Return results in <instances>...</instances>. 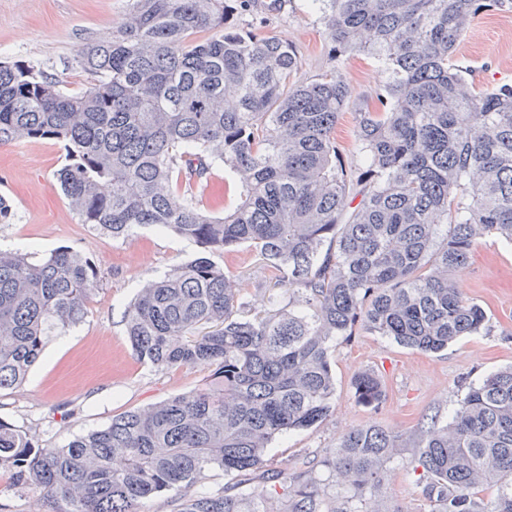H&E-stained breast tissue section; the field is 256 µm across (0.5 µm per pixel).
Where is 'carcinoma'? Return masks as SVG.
<instances>
[{"label": "carcinoma", "instance_id": "cac0c4a2", "mask_svg": "<svg viewBox=\"0 0 512 512\" xmlns=\"http://www.w3.org/2000/svg\"><path fill=\"white\" fill-rule=\"evenodd\" d=\"M106 40L73 61L90 80L63 81L0 61V145L63 143V195L81 223L114 239L154 227L203 255L151 281L124 310L139 360L214 367L202 387L112 417L62 448L0 418V468L54 494L55 512H400L370 508L400 448L381 426L355 427L313 471L268 467L273 441L331 412V350L355 327L438 353L481 333L485 311L456 276L486 237L512 244V85L477 90L453 63L482 0H315L331 56L357 52L390 73L357 109L361 167H345L336 123L353 105L331 67L300 80L293 46L229 23L247 0H127ZM221 164L238 185L224 214L194 191ZM253 248L283 288L252 318L238 281L210 255ZM100 285L88 257L67 248L39 259L0 251V391L22 385L48 336L78 324ZM379 404L384 383L355 377ZM433 512H512V367L469 387L449 421L420 439ZM217 467L233 482L197 488ZM274 481L284 507L247 492ZM479 486L496 489L487 504Z\"/></svg>", "mask_w": 512, "mask_h": 512}]
</instances>
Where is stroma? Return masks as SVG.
<instances>
[{"instance_id":"obj_1","label":"stroma","mask_w":512,"mask_h":512,"mask_svg":"<svg viewBox=\"0 0 512 512\" xmlns=\"http://www.w3.org/2000/svg\"><path fill=\"white\" fill-rule=\"evenodd\" d=\"M127 0H0V60L21 62L63 80L67 92L88 81L72 58L84 39H104L119 25ZM255 0L238 27L277 37L296 47L298 76L313 79L330 67L346 77L358 103L378 109L376 93L389 80L374 58L346 55L330 60L324 20L315 0ZM455 61L476 87L512 84V11H480L462 36ZM65 163L62 143L35 139L0 145V195L16 213L0 224V249L46 254L78 251L97 267L99 291L82 321L49 336L41 360L21 386L0 391V417L35 435L49 448L108 425L113 416L144 408L200 387L213 372L206 365L157 368L139 362L125 336L123 311L149 281L197 257L192 241L154 228L129 240L112 239L81 223L56 180ZM213 261L239 280L253 312L263 311L275 280L254 250L216 253ZM458 283L465 297L489 317L482 334L465 336L437 354L397 345L356 329L332 352L336 377L333 410L320 424L276 441L268 452L277 469L319 464L353 427L379 425L400 431L403 446L387 466V505L395 512H431L417 466L419 438L431 421H447L469 384L512 365V247L491 239L474 250ZM377 374L385 386L380 404L360 403L358 373ZM42 495L20 486L0 469V512H43Z\"/></svg>"}]
</instances>
